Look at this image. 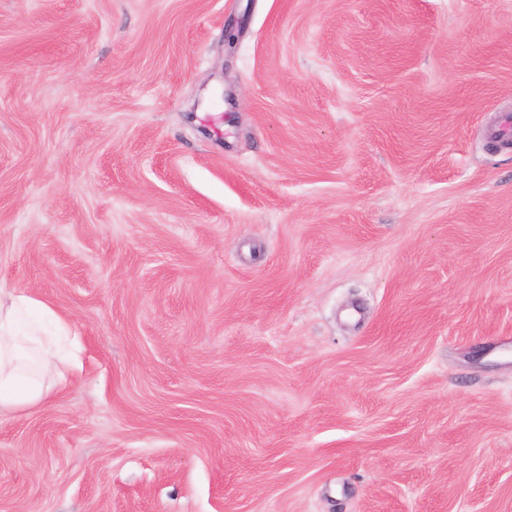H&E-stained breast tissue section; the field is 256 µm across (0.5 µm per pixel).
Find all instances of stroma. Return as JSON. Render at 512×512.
<instances>
[{
  "instance_id": "obj_1",
  "label": "stroma",
  "mask_w": 512,
  "mask_h": 512,
  "mask_svg": "<svg viewBox=\"0 0 512 512\" xmlns=\"http://www.w3.org/2000/svg\"><path fill=\"white\" fill-rule=\"evenodd\" d=\"M502 128L512 0H0V288L79 359L0 512H512Z\"/></svg>"
}]
</instances>
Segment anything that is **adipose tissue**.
<instances>
[{"mask_svg": "<svg viewBox=\"0 0 512 512\" xmlns=\"http://www.w3.org/2000/svg\"><path fill=\"white\" fill-rule=\"evenodd\" d=\"M69 331L49 304L0 289V413L34 408L67 388L55 346Z\"/></svg>", "mask_w": 512, "mask_h": 512, "instance_id": "ef3b65f1", "label": "adipose tissue"}]
</instances>
